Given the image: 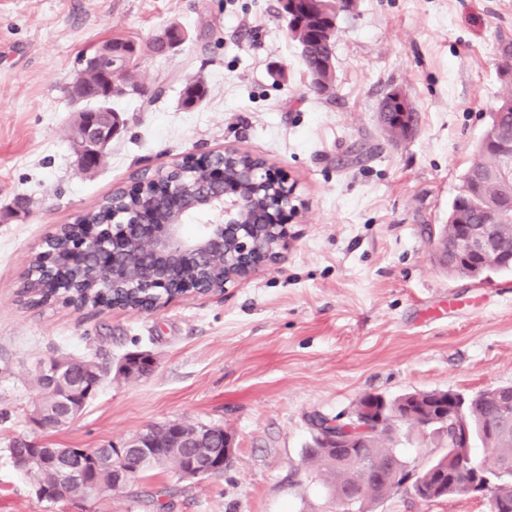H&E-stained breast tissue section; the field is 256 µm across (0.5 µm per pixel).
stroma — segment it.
<instances>
[{
    "label": "stroma",
    "instance_id": "1",
    "mask_svg": "<svg viewBox=\"0 0 512 512\" xmlns=\"http://www.w3.org/2000/svg\"><path fill=\"white\" fill-rule=\"evenodd\" d=\"M185 40L146 51L170 23ZM133 40L154 100H113L125 127L91 170L72 149L82 104L68 89L79 53ZM512 0H357L335 37L336 90L309 89L279 0H0V512H336L325 478L303 464L319 413L349 421L360 397L512 385V272L478 282L448 273L431 231L448 207L506 85L501 41ZM207 87L181 104L186 82ZM399 89L414 129L389 140L379 109ZM225 148L266 160L294 188L288 249L223 295L155 312L31 308L18 296L30 256L141 169ZM146 351L153 372H117ZM109 371L80 415L29 421L36 371L55 356ZM168 422L224 428L236 459L223 476L162 469L121 493L40 502L5 453L16 437L97 448ZM445 436L402 426L394 446L415 469ZM372 512H490L485 495L426 502L411 486Z\"/></svg>",
    "mask_w": 512,
    "mask_h": 512
}]
</instances>
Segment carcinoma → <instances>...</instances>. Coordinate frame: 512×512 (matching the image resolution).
<instances>
[{"label": "carcinoma", "mask_w": 512, "mask_h": 512, "mask_svg": "<svg viewBox=\"0 0 512 512\" xmlns=\"http://www.w3.org/2000/svg\"><path fill=\"white\" fill-rule=\"evenodd\" d=\"M295 8L293 20L288 22V31L299 32L295 41L301 46L302 58L311 77L310 90L317 96L330 98L334 94L335 85L322 82L325 68L335 66V41L325 34L329 27L328 18L314 7L311 0H296ZM128 87L138 88L141 95L146 93V88L135 79L132 70L125 69L116 75L110 98L102 91L99 77L92 75L84 79L83 100L95 103L92 107L94 111L110 112L111 98L125 95ZM206 92V85L201 80L186 83L182 90L183 105H197ZM491 112L497 114V119L491 121L484 131L474 159L464 174L462 192L451 204V209L467 224H483L487 215L501 213L512 204V184L497 177L503 162L504 133L512 131V95L497 99L491 106ZM263 164L264 160L248 154H229L224 157V181L233 183L238 172L245 167ZM202 174L200 161L189 155L166 169L158 181L146 182L138 193L125 194L117 190L80 215L75 223L62 225L54 241L46 243L43 250L31 258V267L40 271V274L27 276L22 283L21 294L26 304L40 307L60 302L76 310L88 307L110 308L117 304L136 309L159 299L155 289L142 284V280L150 277L145 257L134 255L142 272L140 277L134 279L136 286L112 288L106 285L107 275L101 273L92 262L79 258L73 247L83 234V225L102 224L110 220L114 212L119 213L121 219L132 222L138 209L151 200L159 205V219L169 220L173 207L201 188ZM275 193L277 190L270 185L255 195L252 208L244 214L243 219L265 221L266 199ZM492 234L499 237L501 252H494L483 260L482 272L477 273L465 265L446 261L444 265L448 267V272L487 279L497 272L509 270V267L502 265V259L512 255V219L505 221L502 230H492ZM273 250V239L259 232L254 238L250 261H265ZM197 277L212 292L219 294L224 291L221 263L215 261L201 267L197 262L190 261L177 270V278L180 280ZM106 376L107 372L102 370L92 379L76 372L65 379V385L53 387L39 379V400L62 413L71 399L82 395L92 383L102 385ZM511 393L512 386H499L466 398L460 425L470 430V442L460 440L457 430L448 428V452L416 477L408 463L402 459L396 469L388 465L391 457L398 456L389 433L372 435L356 430L352 433V438L356 439L355 446L343 454L321 447L318 442L319 429H330L329 423L332 422V419L322 415H316L310 420V427L313 428L312 445L304 450L303 463L326 477L336 499L351 498L354 512H368V504L390 496L411 478L414 479L412 488L415 495L428 502L469 494L470 479L456 469L455 462L460 456L472 454V446L478 442L485 454L481 473L489 479V493L495 501L497 512H512V420L502 410L504 395ZM439 394V390L410 392L389 401V405L400 411L405 402L416 413L435 414L437 409L434 400ZM177 430L184 447H168L173 431L162 428L155 430L153 442L157 445V456L132 460L137 474L161 468L169 471L177 480H182L180 471L201 455L203 447L196 440V426L180 424ZM114 451L115 446L108 442L92 449L90 453L80 452L79 456L89 461V465L74 470L73 476L66 479L57 468L49 464L50 449L36 452L20 439L11 440L4 448V452L18 468L33 475L35 486L47 491L38 500L52 504L58 502L59 495L63 493L71 496L88 494L90 484H97L111 492L116 491L112 484Z\"/></svg>", "instance_id": "cac0c4a2"}]
</instances>
